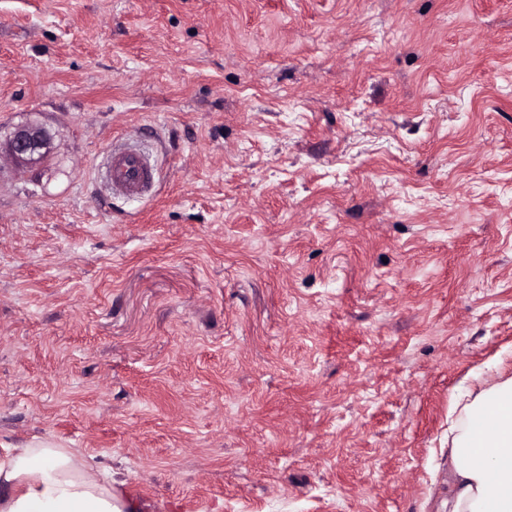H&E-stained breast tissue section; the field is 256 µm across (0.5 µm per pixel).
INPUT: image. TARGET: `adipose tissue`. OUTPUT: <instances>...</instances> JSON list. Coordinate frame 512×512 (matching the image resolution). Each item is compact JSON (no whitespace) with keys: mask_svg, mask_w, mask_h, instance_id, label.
Listing matches in <instances>:
<instances>
[{"mask_svg":"<svg viewBox=\"0 0 512 512\" xmlns=\"http://www.w3.org/2000/svg\"><path fill=\"white\" fill-rule=\"evenodd\" d=\"M449 409L444 512H512V376L475 374ZM107 468L53 443L0 455V512H139Z\"/></svg>","mask_w":512,"mask_h":512,"instance_id":"obj_1","label":"adipose tissue"}]
</instances>
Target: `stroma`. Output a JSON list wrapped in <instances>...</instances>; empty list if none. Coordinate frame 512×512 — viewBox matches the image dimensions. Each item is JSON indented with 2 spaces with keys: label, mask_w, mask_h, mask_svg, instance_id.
I'll use <instances>...</instances> for the list:
<instances>
[{
  "label": "stroma",
  "mask_w": 512,
  "mask_h": 512,
  "mask_svg": "<svg viewBox=\"0 0 512 512\" xmlns=\"http://www.w3.org/2000/svg\"><path fill=\"white\" fill-rule=\"evenodd\" d=\"M28 123L0 448L163 512H443L452 398L512 375V0H0V142ZM9 156L18 165L35 166L45 162L52 151V136L40 124L17 127L7 142ZM107 178L112 192L126 197H139L154 186V168L150 157L131 148H115L109 154Z\"/></svg>",
  "instance_id": "obj_1"
}]
</instances>
